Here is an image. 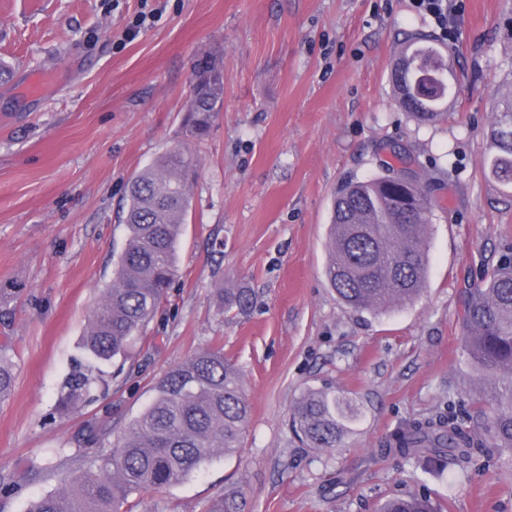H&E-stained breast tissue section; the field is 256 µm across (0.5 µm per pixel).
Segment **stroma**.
Here are the masks:
<instances>
[{
    "instance_id": "1",
    "label": "stroma",
    "mask_w": 512,
    "mask_h": 512,
    "mask_svg": "<svg viewBox=\"0 0 512 512\" xmlns=\"http://www.w3.org/2000/svg\"><path fill=\"white\" fill-rule=\"evenodd\" d=\"M450 45L465 81L448 115L417 124L391 83L399 46L435 33L412 0H0V343L16 386L0 402V512L59 490L109 452L157 381L220 347L251 414L236 453L130 498L132 512H208L239 491L243 512H376L424 492L441 512H512V464L484 451L426 469L382 454L413 421L474 407L489 387L462 355L466 288L512 244V198L489 180L491 123L512 92V0H461ZM154 22L137 26L140 14ZM224 62V105L184 135L192 74ZM187 143L198 178L180 276L127 357L104 365L92 399L63 411L64 380L122 249L127 184ZM408 148L438 207L430 273L414 304L358 314L330 288L337 186ZM249 293L225 310L217 289ZM333 386L362 413L332 450L304 446L295 401Z\"/></svg>"
}]
</instances>
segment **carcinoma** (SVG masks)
I'll return each mask as SVG.
<instances>
[{
  "label": "carcinoma",
  "instance_id": "1",
  "mask_svg": "<svg viewBox=\"0 0 512 512\" xmlns=\"http://www.w3.org/2000/svg\"><path fill=\"white\" fill-rule=\"evenodd\" d=\"M451 48L431 34L416 33L399 53L403 67L392 71L401 106L420 124L441 120L459 79L450 65ZM429 84L430 94L418 92ZM224 102V69L205 58L196 69L184 121L187 137H201ZM497 153L484 160L491 179L512 186V97L490 128ZM197 159L184 145L158 155L129 183L123 222L127 239L114 262L112 281L100 289L82 336L90 361L66 379L59 407L90 397L102 377L95 364L125 355L157 314L166 289L179 274L178 247L190 207ZM435 202L426 183L394 181L383 174L351 178L336 191L325 276L350 309L381 313L411 305L426 282L429 261L425 233ZM227 308L247 309L243 292L224 295ZM463 353L489 380V395L477 409L482 438L455 411L417 422L383 445L386 453L426 462L471 461L477 448L512 453V245L482 284L466 290L460 316ZM8 344L0 345V402L14 390ZM250 404L240 370L221 349H206L170 371L155 386L143 412L124 430L108 454L66 477L56 492L33 500L28 512H121L129 498L147 488L184 480L204 461L238 450ZM352 400L325 387L308 391L295 404L290 423L304 445L339 447L359 418ZM211 512H241L239 496L226 493ZM380 512H436L424 493L387 500Z\"/></svg>",
  "mask_w": 512,
  "mask_h": 512
}]
</instances>
